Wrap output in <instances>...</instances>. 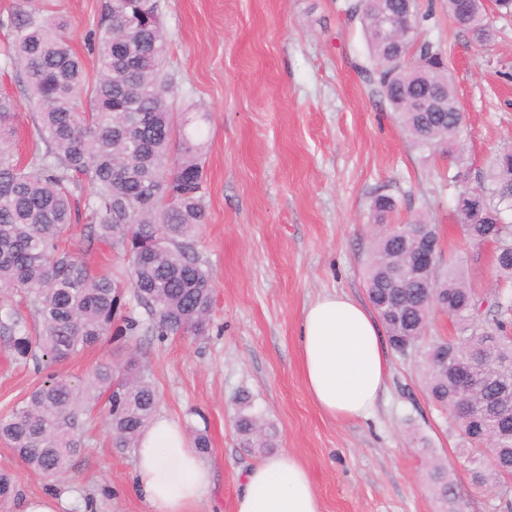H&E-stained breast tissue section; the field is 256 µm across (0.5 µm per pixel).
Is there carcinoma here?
Returning a JSON list of instances; mask_svg holds the SVG:
<instances>
[{
	"mask_svg": "<svg viewBox=\"0 0 512 512\" xmlns=\"http://www.w3.org/2000/svg\"><path fill=\"white\" fill-rule=\"evenodd\" d=\"M373 62L367 70L371 94L400 120L416 147L451 161L462 160L464 127L448 60L440 43L419 39V0H355ZM448 16L460 32L484 46L495 37V18L512 16V0H448ZM407 44V60L390 59L382 26ZM0 27L9 40L0 47L5 64L27 90L36 139L21 160L15 150L19 102L0 93V286L23 294L40 326L31 336L26 320L0 306V331L18 359L51 363L98 343L121 317L130 288L146 319H124L125 330L152 336H203L209 331L213 302L210 276L192 251L197 228L206 223L200 126L176 123L171 82L164 66L168 41L160 22L159 0H111L93 33L100 71L90 83L82 59L70 45L67 21L18 6ZM437 102L421 111L422 95ZM87 185L84 208L75 191ZM456 218L474 245L493 234V262L502 281L512 283V147L486 163L478 186L461 192ZM85 220L88 237L121 247L129 257V285L100 274L83 259L59 247L70 227ZM424 228L442 255L437 225L424 216L378 234L366 269V294L387 333L390 346L418 345L433 312L446 314L457 329L451 340L437 339L422 352L426 389L448 411L461 436V453L471 464L472 481L501 483L496 465L477 445L494 436L512 458V410L495 411L483 401L512 386V294H495L483 306L459 269L440 266L412 272L411 236ZM453 345L457 362L471 372L470 415H457L461 389L440 364ZM109 392L106 427L117 448H136L157 413L158 398L144 365L130 356L104 362L84 386L52 375L33 390L23 406L0 418V440L39 478L55 481L83 448L82 416ZM236 427L247 448L275 447V431L237 402ZM429 477L444 512H461L448 470L431 462Z\"/></svg>",
	"mask_w": 512,
	"mask_h": 512,
	"instance_id": "carcinoma-1",
	"label": "carcinoma"
}]
</instances>
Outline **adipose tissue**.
Listing matches in <instances>:
<instances>
[{"label": "adipose tissue", "mask_w": 512, "mask_h": 512, "mask_svg": "<svg viewBox=\"0 0 512 512\" xmlns=\"http://www.w3.org/2000/svg\"><path fill=\"white\" fill-rule=\"evenodd\" d=\"M298 346L306 389L328 416H363L383 393L388 351L378 322L358 300L327 294L303 311ZM135 488L152 512H193L212 474L182 430L157 417L136 450ZM235 512H322L306 467L293 455L263 458L244 475Z\"/></svg>", "instance_id": "1"}]
</instances>
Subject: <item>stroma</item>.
<instances>
[{"label":"stroma","instance_id":"obj_1","mask_svg":"<svg viewBox=\"0 0 512 512\" xmlns=\"http://www.w3.org/2000/svg\"><path fill=\"white\" fill-rule=\"evenodd\" d=\"M106 2H32L68 21L92 80L99 64L87 38ZM352 2L160 0L175 111L207 116L208 220L193 251L214 288L209 332L163 341L116 332L41 368L16 360L0 335V417L47 375L78 384L99 364L133 352L148 370L159 415L187 438L202 433L211 442L203 459L212 486L195 512H235L243 476L260 458L236 429L235 399L243 393L275 426L278 449L308 469L322 512H440L428 477L434 459L447 465L463 512H512V492L472 484L457 427L426 394L421 352H390L385 391L363 418L327 417L304 383L297 336L305 307L332 293L366 301V267L384 225L427 216L438 226L443 264L463 268L482 296L502 287L492 246L466 240L454 209L491 152L512 146V22L498 21L494 42L480 47L458 33L446 0H421L466 116L463 161L454 166L415 147L371 95L365 71L372 63ZM380 195L397 208L382 220L373 208ZM65 244L96 271L126 280L123 251L89 239L86 224L72 225ZM107 406L97 400L82 452L54 485L0 442V470L15 476L19 490L0 512H18L22 498L47 492L65 500L64 512H151L132 486L134 449L115 447L104 428Z\"/></svg>","mask_w":512,"mask_h":512}]
</instances>
